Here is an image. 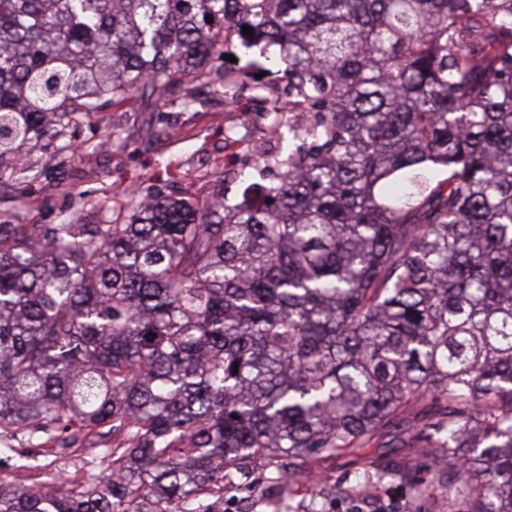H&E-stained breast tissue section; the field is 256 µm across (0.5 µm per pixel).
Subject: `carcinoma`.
Instances as JSON below:
<instances>
[{"label":"carcinoma","mask_w":512,"mask_h":512,"mask_svg":"<svg viewBox=\"0 0 512 512\" xmlns=\"http://www.w3.org/2000/svg\"><path fill=\"white\" fill-rule=\"evenodd\" d=\"M236 44L278 48L279 182L0 224V436L112 469L0 512H141L135 474L150 512H212L248 464L285 489L375 443L443 512H512V0H0V179L136 94L236 93ZM388 457L401 468H415L421 471V475L426 477V470L423 467V460L416 455L411 448H386Z\"/></svg>","instance_id":"1"}]
</instances>
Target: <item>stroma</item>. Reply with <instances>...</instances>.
<instances>
[{
	"label": "stroma",
	"mask_w": 512,
	"mask_h": 512,
	"mask_svg": "<svg viewBox=\"0 0 512 512\" xmlns=\"http://www.w3.org/2000/svg\"><path fill=\"white\" fill-rule=\"evenodd\" d=\"M257 103L246 87L233 103L209 96L201 112H173L159 96L138 95L123 108L95 113L81 122L76 147L60 151L47 141L28 155L26 179L0 182V224L40 227L68 215L81 224H108L130 197L157 194L202 199L220 193L226 205H235L243 186L224 171V136L233 132L242 147L271 151L267 121L241 117ZM87 460L81 448L63 458L47 454L33 469H1L0 485L37 489L59 479L68 490L84 484ZM364 460L356 450L319 462L298 477L296 501L307 502L310 486L321 482L335 486L336 504L344 506L358 495L349 475Z\"/></svg>",
	"instance_id": "1"
}]
</instances>
